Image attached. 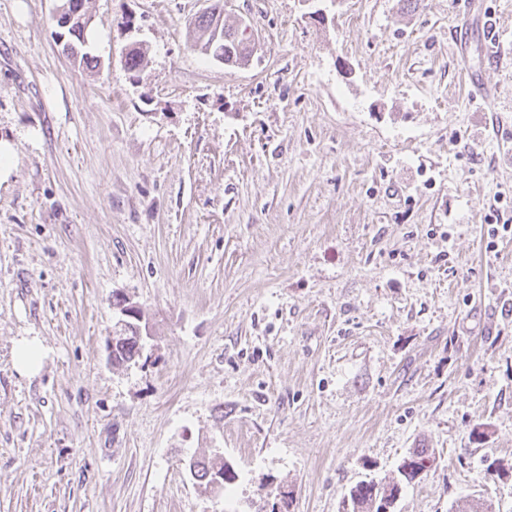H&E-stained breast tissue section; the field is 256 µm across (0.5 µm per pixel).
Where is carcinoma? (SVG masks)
I'll return each instance as SVG.
<instances>
[{
	"label": "carcinoma",
	"instance_id": "1",
	"mask_svg": "<svg viewBox=\"0 0 512 512\" xmlns=\"http://www.w3.org/2000/svg\"><path fill=\"white\" fill-rule=\"evenodd\" d=\"M73 20L64 26L67 36L76 43L85 44L86 23L81 18L89 17L88 0H71ZM227 0H211L204 12L190 22L194 32V46L204 55L224 60V64L247 66L258 50L251 24L241 18H230L226 13ZM140 354L136 344L116 346L112 350V364L123 365L135 360ZM432 453L427 448H416L404 457L397 467L398 476L387 483L360 481L350 488L347 506L350 512H381L394 508L402 485L418 479L432 464ZM199 483L208 485L221 472V482L226 484L235 478L234 472L215 458L196 462Z\"/></svg>",
	"mask_w": 512,
	"mask_h": 512
}]
</instances>
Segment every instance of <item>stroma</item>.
<instances>
[{
	"mask_svg": "<svg viewBox=\"0 0 512 512\" xmlns=\"http://www.w3.org/2000/svg\"><path fill=\"white\" fill-rule=\"evenodd\" d=\"M230 2L248 67L195 49L208 0H90L89 69L54 0H0V512H343L422 447L394 512H512V0L486 64L457 0ZM128 305L124 308L117 310V314L114 319L112 333L106 340L108 358L112 360V365H123L135 361V358L140 354V347L136 343L128 345H117L112 350L113 346L119 342L124 341L132 333L135 338L138 339L139 344L145 338L143 336L142 326L138 323L141 322V315L138 311L139 308L136 304H133L129 299L127 300ZM133 318H136L134 320ZM137 321L138 323L134 322ZM45 348L36 336L22 337L16 341L13 351V365L23 377L35 375L41 366ZM196 467H197V478L199 480V484H203L207 486L213 481V477L223 470V478L221 479L222 487L221 489L224 490V484L229 483V481H232L235 478L234 471H231L230 467H226L224 462H220L214 457L208 458L207 460L202 461H196ZM218 482H212L209 486L208 492L212 493L211 489H215L218 487ZM220 489V490H221ZM206 491V492H207Z\"/></svg>",
	"mask_w": 512,
	"mask_h": 512,
	"instance_id": "stroma-1",
	"label": "stroma"
}]
</instances>
